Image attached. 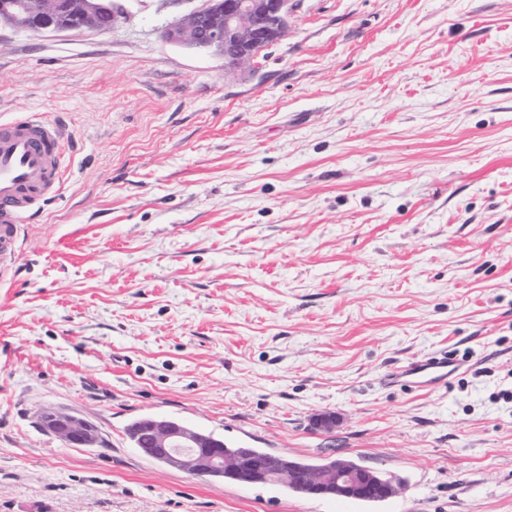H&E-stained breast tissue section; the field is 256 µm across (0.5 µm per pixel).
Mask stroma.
I'll return each mask as SVG.
<instances>
[{
  "label": "stroma",
  "mask_w": 512,
  "mask_h": 512,
  "mask_svg": "<svg viewBox=\"0 0 512 512\" xmlns=\"http://www.w3.org/2000/svg\"><path fill=\"white\" fill-rule=\"evenodd\" d=\"M117 2L0 24V117L68 135L0 267V512H512V0H293L235 72L161 37L202 0ZM442 350L446 385L386 383ZM151 415L401 489L193 476L129 440ZM40 426L72 448H91L100 442V435L88 422L69 412L48 409L41 412Z\"/></svg>",
  "instance_id": "obj_1"
}]
</instances>
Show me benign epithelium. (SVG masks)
<instances>
[{
    "instance_id": "7a95c632",
    "label": "benign epithelium",
    "mask_w": 512,
    "mask_h": 512,
    "mask_svg": "<svg viewBox=\"0 0 512 512\" xmlns=\"http://www.w3.org/2000/svg\"><path fill=\"white\" fill-rule=\"evenodd\" d=\"M290 0H205L171 22L161 32L173 45L206 51L224 60L233 71L250 64L267 45L277 41L288 26ZM112 9V0H0V23L18 30L43 33L80 32L97 28V19ZM42 430L72 448H91L100 442L95 428L82 418L61 410L41 412ZM150 447L141 452L183 472L208 476L248 470L266 482L296 483L306 495L319 496L333 483L343 494L352 493L357 477L347 471L285 473L276 463L258 457H226L224 441L164 417L147 419Z\"/></svg>"
}]
</instances>
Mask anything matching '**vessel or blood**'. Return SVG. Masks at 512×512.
Returning <instances> with one entry per match:
<instances>
[{
    "mask_svg": "<svg viewBox=\"0 0 512 512\" xmlns=\"http://www.w3.org/2000/svg\"><path fill=\"white\" fill-rule=\"evenodd\" d=\"M65 141L60 124L37 115L0 121V265L16 257L18 224L59 192ZM452 363L441 351L391 370L387 379L414 387L441 386Z\"/></svg>",
    "mask_w": 512,
    "mask_h": 512,
    "instance_id": "1",
    "label": "vessel or blood"
}]
</instances>
